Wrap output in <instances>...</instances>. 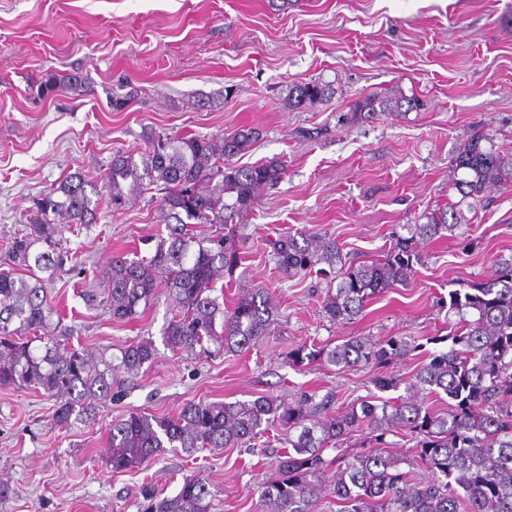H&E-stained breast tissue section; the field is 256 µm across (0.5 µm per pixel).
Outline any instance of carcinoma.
I'll use <instances>...</instances> for the list:
<instances>
[{"instance_id":"obj_1","label":"carcinoma","mask_w":512,"mask_h":512,"mask_svg":"<svg viewBox=\"0 0 512 512\" xmlns=\"http://www.w3.org/2000/svg\"><path fill=\"white\" fill-rule=\"evenodd\" d=\"M60 86L79 95L88 92L82 78L66 74L40 93ZM333 94L319 80L297 82L289 87L285 104L298 109ZM418 107L415 95L373 91L355 100L341 120L372 123ZM258 137L251 127L215 136L154 132L146 137L144 150L112 156L102 185L75 173L34 199L10 245L11 262L28 267V275L0 269V388H25L53 399L54 423L69 429L94 420L99 404L112 397L114 370L135 373L155 360L150 338L130 343L115 367L60 342L44 277L64 261L57 253L64 232L98 222L100 201L118 214L152 186L164 190V229L152 255L108 258L100 297L112 318L135 317L137 308L163 287L176 312L162 339L176 354L241 352L269 335L278 325V307L267 289L246 288L229 308L224 295L214 294L216 283L240 262L232 246L237 225L259 206L261 189L276 186L287 173L278 159L246 166L233 162ZM489 143L488 130L478 129L453 160L454 171L462 172L453 186L464 199L478 202L491 187L512 181V152L497 151ZM423 219V224L403 226L405 235L394 232L389 247L372 261L353 263L336 238L306 229L281 234L272 243V255L291 278L317 266L323 273L338 270L321 309L330 322L347 323L373 298L408 283L422 260L420 242L460 228L447 205ZM196 224L214 230L200 238ZM496 263L494 277L464 282L448 292V309L458 322L449 335L428 337L426 343L451 345L429 354L407 380L390 368L423 348L410 335L352 336L333 347L302 344L285 356L294 367L370 369L379 390L402 387L404 394L379 403L364 399L342 410L331 391L319 399L307 394L293 404L265 395L247 401H190L174 417L130 413L112 421L107 464L121 473L168 448L192 454L249 447L280 429L285 451L275 458V475L259 484L264 512H318L325 499L336 503V512H512V258ZM444 395L448 410L428 403ZM401 431L412 447L389 450L387 437ZM356 432L361 433L358 450L341 449ZM329 449L337 454L327 456ZM215 497L209 482L190 474L176 494L148 496L145 512H215Z\"/></svg>"}]
</instances>
